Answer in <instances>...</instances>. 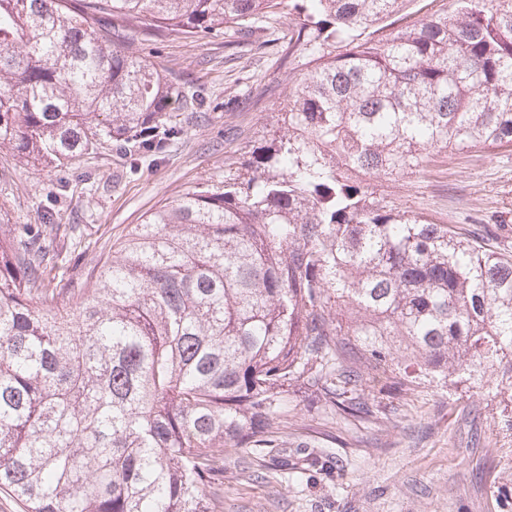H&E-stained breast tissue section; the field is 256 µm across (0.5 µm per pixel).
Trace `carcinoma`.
Masks as SVG:
<instances>
[{"label":"carcinoma","mask_w":512,"mask_h":512,"mask_svg":"<svg viewBox=\"0 0 512 512\" xmlns=\"http://www.w3.org/2000/svg\"><path fill=\"white\" fill-rule=\"evenodd\" d=\"M0 0V148L154 160L185 91L117 42L288 18L307 72L221 186L146 214L92 270L57 213L0 226V490L25 512H223L224 449L265 448L302 382L350 416L368 376L512 389V257L388 205L435 152L512 147V0Z\"/></svg>","instance_id":"carcinoma-1"}]
</instances>
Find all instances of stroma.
Listing matches in <instances>:
<instances>
[{"instance_id": "35a3bbf8", "label": "stroma", "mask_w": 512, "mask_h": 512, "mask_svg": "<svg viewBox=\"0 0 512 512\" xmlns=\"http://www.w3.org/2000/svg\"><path fill=\"white\" fill-rule=\"evenodd\" d=\"M263 43L242 35L193 40L171 36L124 40L165 79L194 92L180 107L187 130L154 161H117L103 149L79 170H35L0 150L1 216L8 224L39 223L49 187L65 184L55 208L77 225L65 241L76 248L70 278L84 277L144 215L205 182L220 184L228 160L243 161L275 129L278 102L301 64L285 57L288 25L272 15ZM376 190L392 204L484 236L512 255V148H474L435 155L425 170ZM376 387L370 415L324 412L298 385L288 394V429L267 448L224 451V512H512V483L493 495L490 475L512 448V391L414 395Z\"/></svg>"}]
</instances>
